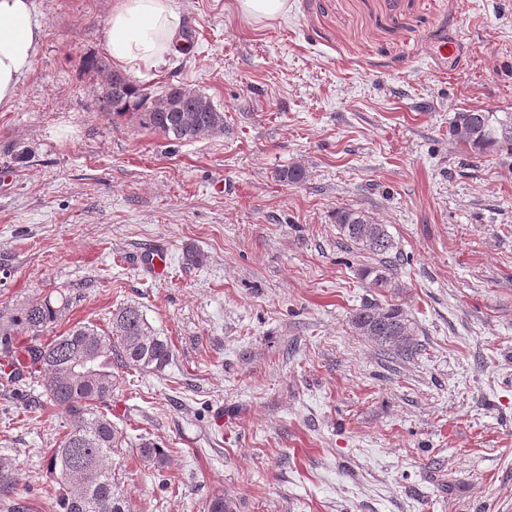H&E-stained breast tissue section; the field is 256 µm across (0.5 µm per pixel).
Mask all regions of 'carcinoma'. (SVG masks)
Here are the masks:
<instances>
[{"label": "carcinoma", "mask_w": 512, "mask_h": 512, "mask_svg": "<svg viewBox=\"0 0 512 512\" xmlns=\"http://www.w3.org/2000/svg\"><path fill=\"white\" fill-rule=\"evenodd\" d=\"M85 66L107 74L98 104L112 119L128 117L140 128L179 142L224 134V112L212 99L192 88L170 83L156 92L113 71L97 58ZM450 137L476 156L512 155V115L501 117L488 109L458 112L449 122ZM305 178L300 166L277 173L284 184ZM335 224L342 240L362 254L383 258L378 266L362 271L372 288H394L391 269L386 265L395 243L386 225L377 223L362 210H336ZM70 306L68 294L52 291L31 300L16 316L10 328L0 331V376L15 384L23 370L33 369L46 403L68 421V430L49 452L46 467L59 485L60 512H130L127 499L117 490L112 475V453L123 448L126 436L112 422V391L116 364L125 369L155 372L171 360L172 347L159 335L139 306L125 304L112 311L109 327L100 330L77 324L47 343L37 342L51 325L59 322ZM352 323L360 335L398 355L416 349L412 322L398 307L366 303L353 314ZM27 335L32 343L19 348L15 337ZM138 455L158 466L167 454L147 439L137 445ZM15 469L11 458L0 455V512H33L14 497Z\"/></svg>", "instance_id": "carcinoma-1"}]
</instances>
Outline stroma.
I'll return each instance as SVG.
<instances>
[{"label": "stroma", "instance_id": "1", "mask_svg": "<svg viewBox=\"0 0 512 512\" xmlns=\"http://www.w3.org/2000/svg\"><path fill=\"white\" fill-rule=\"evenodd\" d=\"M112 3L35 0L45 37L0 112V325L58 290L53 334L132 303L169 339L162 371L119 370L112 392L132 512L216 493L235 512H512V156L448 134L458 112L512 113V0H290L273 22L178 0L190 50L142 82L223 110V136L188 143L99 111L106 75L82 61L105 57ZM454 30L466 51L433 62ZM292 165L304 181L279 182ZM339 208L386 225L395 287L362 278ZM158 245L161 278L139 263ZM369 302L405 310L412 357L355 331ZM66 428L36 382L0 384V451L34 512H56Z\"/></svg>", "mask_w": 512, "mask_h": 512}]
</instances>
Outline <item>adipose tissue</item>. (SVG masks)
<instances>
[{
  "label": "adipose tissue",
  "instance_id": "obj_1",
  "mask_svg": "<svg viewBox=\"0 0 512 512\" xmlns=\"http://www.w3.org/2000/svg\"><path fill=\"white\" fill-rule=\"evenodd\" d=\"M182 30L176 0H113L105 50L131 74L155 71L183 47ZM44 36L33 0H0V112L11 109Z\"/></svg>",
  "mask_w": 512,
  "mask_h": 512
}]
</instances>
